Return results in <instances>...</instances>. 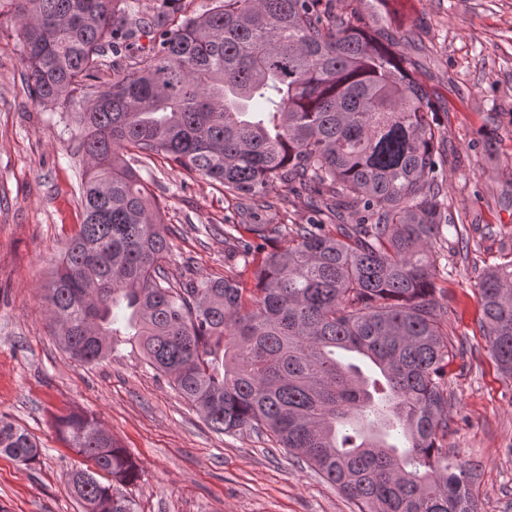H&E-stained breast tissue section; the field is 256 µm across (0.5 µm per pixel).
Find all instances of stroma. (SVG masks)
<instances>
[{"label":"stroma","mask_w":512,"mask_h":512,"mask_svg":"<svg viewBox=\"0 0 512 512\" xmlns=\"http://www.w3.org/2000/svg\"><path fill=\"white\" fill-rule=\"evenodd\" d=\"M381 25L437 108L448 216L470 240L438 281L443 327L466 350L448 366L444 444L479 462L480 512H512V377L491 356L477 288L512 250V0H390ZM21 50L20 20L0 7V415L42 448L28 465L0 454V512H82L65 475L93 463L57 430L73 413L95 415L139 465L123 489L135 512H357L267 437L213 432L125 340L92 365L59 346L43 290L82 222L86 163L78 131L31 96ZM136 168L169 227L168 278L223 277L231 244L203 229L239 221V199L159 156Z\"/></svg>","instance_id":"obj_1"}]
</instances>
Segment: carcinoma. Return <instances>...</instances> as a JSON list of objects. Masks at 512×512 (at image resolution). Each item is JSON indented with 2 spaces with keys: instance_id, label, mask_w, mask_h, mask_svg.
I'll list each match as a JSON object with an SVG mask.
<instances>
[{
  "instance_id": "cac0c4a2",
  "label": "carcinoma",
  "mask_w": 512,
  "mask_h": 512,
  "mask_svg": "<svg viewBox=\"0 0 512 512\" xmlns=\"http://www.w3.org/2000/svg\"><path fill=\"white\" fill-rule=\"evenodd\" d=\"M13 2L30 93L84 131L89 160L84 220L44 288L63 349L93 364L130 337L215 432L270 434L359 512H478L479 464L448 463L442 443L454 354L435 286L443 226L461 249L469 239L448 218L430 95L377 29L388 0L367 17L336 0H212L179 16L140 0ZM127 151L261 211L283 186L312 219L230 224L229 274L174 285L162 210ZM478 290L491 355L512 376V255ZM58 424L111 477L66 473L84 512H134L119 489L139 477L128 451L94 415ZM39 451L0 416V453L28 465Z\"/></svg>"
}]
</instances>
